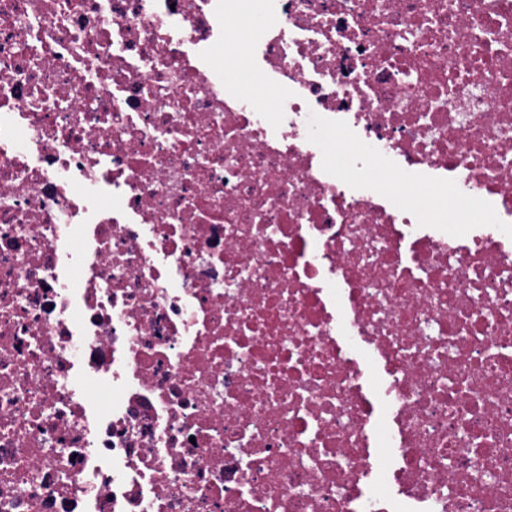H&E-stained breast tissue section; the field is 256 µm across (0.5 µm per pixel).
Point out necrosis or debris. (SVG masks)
I'll use <instances>...</instances> for the list:
<instances>
[{
	"mask_svg": "<svg viewBox=\"0 0 512 512\" xmlns=\"http://www.w3.org/2000/svg\"><path fill=\"white\" fill-rule=\"evenodd\" d=\"M0 512H512V0H0ZM255 35V30L244 22L229 25L224 35L223 48L221 45L214 51L215 63L226 67L235 66L237 57L241 56L242 48L248 46ZM238 89L261 100L271 109L276 107L277 97L273 85L252 80L245 70L240 72Z\"/></svg>",
	"mask_w": 512,
	"mask_h": 512,
	"instance_id": "necrosis-or-debris-1",
	"label": "necrosis or debris"
}]
</instances>
